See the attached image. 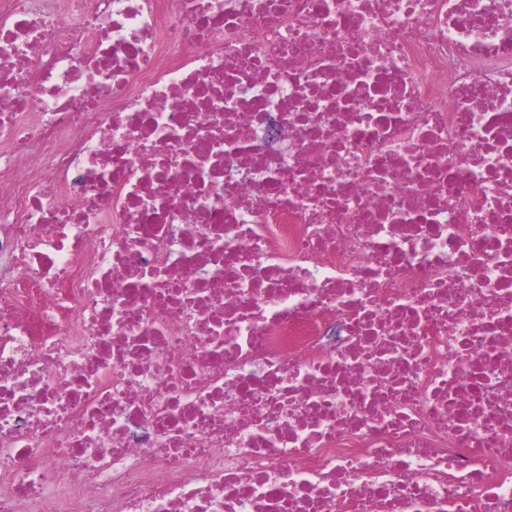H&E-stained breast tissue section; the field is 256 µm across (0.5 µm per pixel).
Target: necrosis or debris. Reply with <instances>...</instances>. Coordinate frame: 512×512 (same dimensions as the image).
<instances>
[{
    "label": "necrosis or debris",
    "instance_id": "obj_1",
    "mask_svg": "<svg viewBox=\"0 0 512 512\" xmlns=\"http://www.w3.org/2000/svg\"><path fill=\"white\" fill-rule=\"evenodd\" d=\"M0 512H512V0H0Z\"/></svg>",
    "mask_w": 512,
    "mask_h": 512
}]
</instances>
